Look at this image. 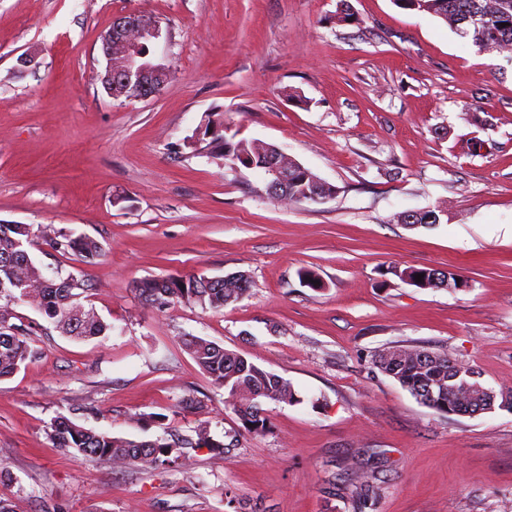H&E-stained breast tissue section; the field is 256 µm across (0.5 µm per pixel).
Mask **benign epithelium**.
<instances>
[{
  "instance_id": "7a95c632",
  "label": "benign epithelium",
  "mask_w": 512,
  "mask_h": 512,
  "mask_svg": "<svg viewBox=\"0 0 512 512\" xmlns=\"http://www.w3.org/2000/svg\"><path fill=\"white\" fill-rule=\"evenodd\" d=\"M162 37L159 20L151 15L133 12L118 16L112 26L101 37V50L106 60L101 83L113 97H119L130 87L131 82L139 85L140 98L149 99L158 95L169 82L171 67L163 62L142 61L141 49L154 44ZM259 154L266 158L262 169L270 176L268 194L275 200L281 199L280 185L288 181V166L285 162L290 156L274 145L254 142ZM336 191L329 190L323 181L312 184L308 198L314 203L332 199Z\"/></svg>"
}]
</instances>
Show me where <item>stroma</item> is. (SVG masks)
<instances>
[{
  "label": "stroma",
  "mask_w": 512,
  "mask_h": 512,
  "mask_svg": "<svg viewBox=\"0 0 512 512\" xmlns=\"http://www.w3.org/2000/svg\"><path fill=\"white\" fill-rule=\"evenodd\" d=\"M132 11L166 23L152 51L176 76L120 102L99 80L101 36ZM208 115L335 197L278 205L263 171L187 148ZM427 209L439 223L397 219ZM0 222L96 240L88 263L39 241L31 254L85 281L114 326L77 341L14 305L37 351L0 381L14 512H232L229 490L252 512H512V411L439 413L372 363L420 345L512 387V59L440 18L395 0H0ZM408 267L465 286L419 288ZM238 271L252 289L220 311L136 290ZM186 336L281 376L300 403H265L266 429L245 430ZM59 416L136 440L204 427L234 447L192 450L184 469L115 468L55 447ZM356 467L377 474L363 505L346 482Z\"/></svg>",
  "instance_id": "obj_1"
}]
</instances>
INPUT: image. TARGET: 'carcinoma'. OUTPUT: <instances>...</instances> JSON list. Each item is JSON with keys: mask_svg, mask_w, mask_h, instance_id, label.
<instances>
[{"mask_svg": "<svg viewBox=\"0 0 512 512\" xmlns=\"http://www.w3.org/2000/svg\"><path fill=\"white\" fill-rule=\"evenodd\" d=\"M403 9L424 12L444 20L457 35L471 41L479 53L512 54V0H395ZM214 141L220 156L232 166L260 165L249 141L218 135ZM317 175L303 167L292 172L289 186L294 202L307 201L306 190ZM39 237L53 250L88 261L99 254L98 243L86 236H72L54 227L33 228L29 224H0V379L14 374L33 355L29 330L11 322L12 305L23 302L35 308L61 333L76 339L107 336L112 325L104 322L91 306L81 302L87 285L73 278L46 277L31 257L28 247ZM136 290L145 300L163 304L171 300L198 304L214 311L243 298L249 288L198 287L192 274L150 278L139 282ZM184 349L213 383L228 393L245 429H264L266 402L290 403L295 392L287 380L269 372L235 351L206 339L190 336ZM373 365L395 379L421 404L449 414L466 411L475 405L472 376L481 373L458 360L460 377L448 380V355L420 345H398L380 350ZM53 439L60 448L73 450L77 457H96L114 467L155 468L170 462L175 447L216 448L207 429L197 431V439H184L173 445L160 441H136L113 437L81 427L66 417L51 424ZM353 480L364 495L374 491L377 477L372 471H353Z\"/></svg>", "mask_w": 512, "mask_h": 512, "instance_id": "1", "label": "carcinoma"}]
</instances>
